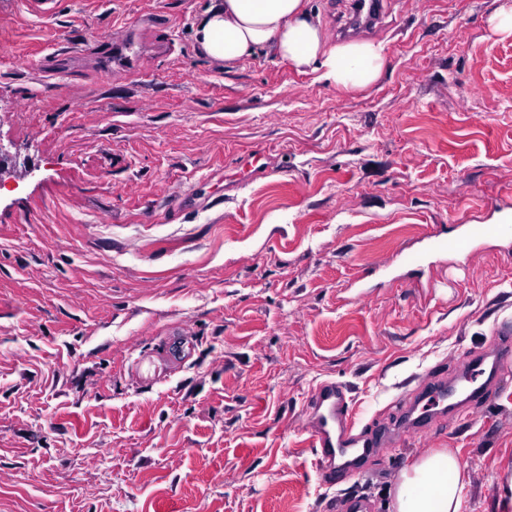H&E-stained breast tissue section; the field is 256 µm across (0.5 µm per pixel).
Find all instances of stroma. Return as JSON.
<instances>
[{
    "instance_id": "obj_1",
    "label": "stroma",
    "mask_w": 512,
    "mask_h": 512,
    "mask_svg": "<svg viewBox=\"0 0 512 512\" xmlns=\"http://www.w3.org/2000/svg\"><path fill=\"white\" fill-rule=\"evenodd\" d=\"M212 3L0 0V512H388L431 448L493 512L512 379L423 431L399 410L512 320V238L432 246L512 214V0H386L354 91L268 49L212 61ZM328 380L391 432L331 486L306 414Z\"/></svg>"
}]
</instances>
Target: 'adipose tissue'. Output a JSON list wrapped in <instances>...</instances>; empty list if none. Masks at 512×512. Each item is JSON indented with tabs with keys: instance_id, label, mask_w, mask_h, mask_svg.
<instances>
[{
	"instance_id": "1",
	"label": "adipose tissue",
	"mask_w": 512,
	"mask_h": 512,
	"mask_svg": "<svg viewBox=\"0 0 512 512\" xmlns=\"http://www.w3.org/2000/svg\"><path fill=\"white\" fill-rule=\"evenodd\" d=\"M206 56L231 66L270 48L299 69L318 71L341 90L369 87L379 77L383 47L373 41L329 45L304 0H215L195 30ZM469 477L453 451L415 457L391 491L390 512H461Z\"/></svg>"
}]
</instances>
